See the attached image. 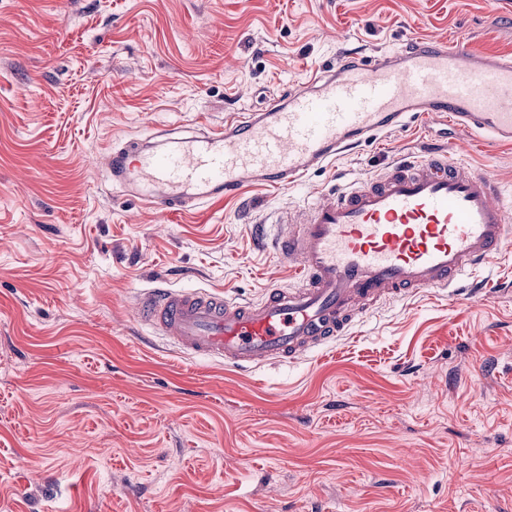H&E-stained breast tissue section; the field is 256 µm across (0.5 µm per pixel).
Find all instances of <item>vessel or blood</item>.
I'll list each match as a JSON object with an SVG mask.
<instances>
[{
  "mask_svg": "<svg viewBox=\"0 0 512 512\" xmlns=\"http://www.w3.org/2000/svg\"><path fill=\"white\" fill-rule=\"evenodd\" d=\"M441 115L453 135L512 144V57L433 39L371 60L340 57L261 111L154 142L113 143L105 164L123 196L164 215L187 212L248 184L292 188L358 142ZM511 236L512 201L499 182L430 150L290 215L275 250L292 280L261 299L156 286L138 293L136 311L194 357L242 368L291 364L348 335L380 303L459 287Z\"/></svg>",
  "mask_w": 512,
  "mask_h": 512,
  "instance_id": "1",
  "label": "vessel or blood"
}]
</instances>
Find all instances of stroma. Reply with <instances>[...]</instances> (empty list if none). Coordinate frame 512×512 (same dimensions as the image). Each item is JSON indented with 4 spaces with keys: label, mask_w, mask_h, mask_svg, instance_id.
Wrapping results in <instances>:
<instances>
[{
    "label": "stroma",
    "mask_w": 512,
    "mask_h": 512,
    "mask_svg": "<svg viewBox=\"0 0 512 512\" xmlns=\"http://www.w3.org/2000/svg\"><path fill=\"white\" fill-rule=\"evenodd\" d=\"M420 36L512 56V0H0V512H512V241L485 290L382 304L293 364L195 359L136 315L157 280L260 299L290 280L263 227L430 148L512 193V145L413 121L166 216L102 162Z\"/></svg>",
    "instance_id": "1"
}]
</instances>
